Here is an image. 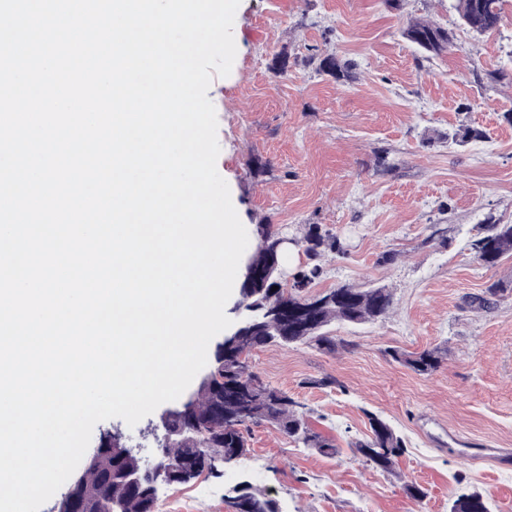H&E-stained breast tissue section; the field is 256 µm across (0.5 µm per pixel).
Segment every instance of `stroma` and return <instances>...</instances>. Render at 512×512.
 I'll return each mask as SVG.
<instances>
[{"mask_svg": "<svg viewBox=\"0 0 512 512\" xmlns=\"http://www.w3.org/2000/svg\"><path fill=\"white\" fill-rule=\"evenodd\" d=\"M458 0H240L228 76L213 77L217 170L246 230L273 225L288 242L284 283L307 262L297 241L306 225L336 236L318 294L341 284L385 285L394 309L361 325L332 326L343 343L268 346L248 364L302 404L310 428L336 456L296 446L269 424L251 426L248 451L220 475L169 486L157 512H230L224 495L249 481L280 512H449L477 490L492 512H512V258L484 268L465 243L483 224H512V0L499 31L476 36L459 25ZM455 33V47L419 57L402 36L413 20ZM358 64L352 78L316 74L312 51ZM288 71H275L278 57ZM465 124L481 140L449 145ZM506 284L491 308L478 296ZM438 345L440 367L420 375L391 350ZM389 421L406 452L393 471L356 456L368 413ZM158 414L120 429L146 463L160 454ZM421 487L412 499L406 485Z\"/></svg>", "mask_w": 512, "mask_h": 512, "instance_id": "35a3bbf8", "label": "stroma"}]
</instances>
